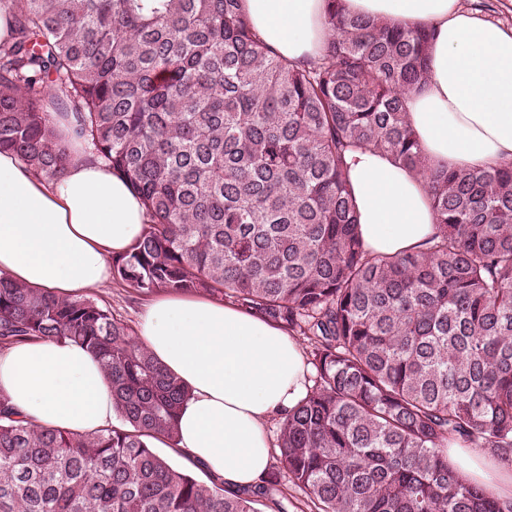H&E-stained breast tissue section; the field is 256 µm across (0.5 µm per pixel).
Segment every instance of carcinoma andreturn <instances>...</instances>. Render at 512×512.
I'll return each mask as SVG.
<instances>
[{"label":"carcinoma","instance_id":"cac0c4a2","mask_svg":"<svg viewBox=\"0 0 512 512\" xmlns=\"http://www.w3.org/2000/svg\"><path fill=\"white\" fill-rule=\"evenodd\" d=\"M0 151L37 174L88 158L148 215L112 277L150 296H222L307 339L315 371L281 421L280 469L319 512H512L448 461L512 465V160L431 170L405 113L426 80V27L392 28L328 0L316 61L273 53L242 0H0ZM420 171L438 218L425 251L371 256L345 157ZM84 346L120 424L46 427L0 392V512H260L278 478L230 491L162 455L188 394L96 300L0 275V350Z\"/></svg>","mask_w":512,"mask_h":512}]
</instances>
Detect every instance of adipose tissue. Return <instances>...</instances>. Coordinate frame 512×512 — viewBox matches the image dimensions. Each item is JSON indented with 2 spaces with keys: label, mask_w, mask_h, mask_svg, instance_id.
<instances>
[{
  "label": "adipose tissue",
  "mask_w": 512,
  "mask_h": 512,
  "mask_svg": "<svg viewBox=\"0 0 512 512\" xmlns=\"http://www.w3.org/2000/svg\"><path fill=\"white\" fill-rule=\"evenodd\" d=\"M346 13L391 26H426L434 38L428 79L408 102L428 168L488 169L512 160V22L481 15L464 0H342ZM265 45L291 61L321 58L333 32L326 0H243ZM73 161L49 180L0 152V274L36 290L73 296L106 283L110 259L142 234L146 209L128 182L85 158L66 121ZM358 231L371 255L426 249L437 232L422 173L384 153L346 155ZM137 340L189 390L175 448L223 479L251 488L270 471L271 420L307 394L309 367L280 325L232 304L166 294L143 305ZM0 392L24 416L55 429L112 427L109 381L76 344L30 341L0 350ZM485 492L512 499V467L451 450Z\"/></svg>",
  "instance_id": "obj_1"
}]
</instances>
